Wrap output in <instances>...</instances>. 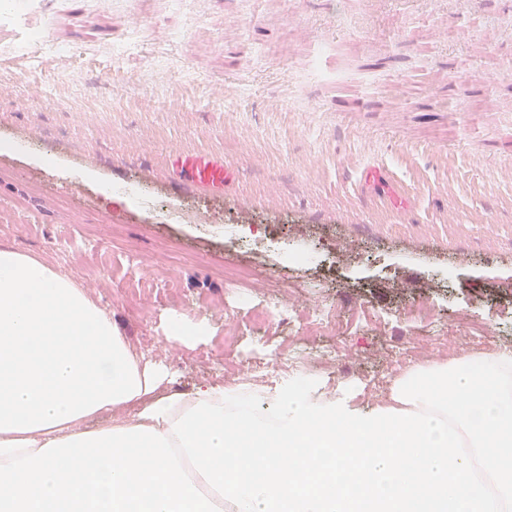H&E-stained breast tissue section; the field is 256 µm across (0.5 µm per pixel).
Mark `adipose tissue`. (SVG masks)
I'll use <instances>...</instances> for the list:
<instances>
[{
	"label": "adipose tissue",
	"instance_id": "adipose-tissue-1",
	"mask_svg": "<svg viewBox=\"0 0 512 512\" xmlns=\"http://www.w3.org/2000/svg\"><path fill=\"white\" fill-rule=\"evenodd\" d=\"M169 371L0 248V512H512V350L424 361L379 403Z\"/></svg>",
	"mask_w": 512,
	"mask_h": 512
}]
</instances>
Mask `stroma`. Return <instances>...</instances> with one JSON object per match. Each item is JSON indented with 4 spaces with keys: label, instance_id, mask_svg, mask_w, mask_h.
I'll return each instance as SVG.
<instances>
[{
    "label": "stroma",
    "instance_id": "obj_1",
    "mask_svg": "<svg viewBox=\"0 0 512 512\" xmlns=\"http://www.w3.org/2000/svg\"><path fill=\"white\" fill-rule=\"evenodd\" d=\"M39 31L66 55L18 53ZM476 137L512 152V0H0V247L85 288L167 393L271 384L285 348L362 407L404 365L512 350V184ZM176 147L234 162L228 192L179 187ZM271 292L276 318L240 303ZM174 311L208 338L169 339Z\"/></svg>",
    "mask_w": 512,
    "mask_h": 512
}]
</instances>
